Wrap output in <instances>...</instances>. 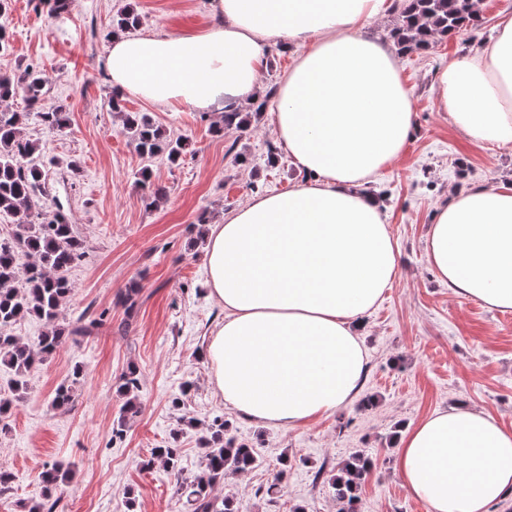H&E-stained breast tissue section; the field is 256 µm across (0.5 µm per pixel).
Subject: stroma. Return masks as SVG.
<instances>
[{
    "mask_svg": "<svg viewBox=\"0 0 512 512\" xmlns=\"http://www.w3.org/2000/svg\"><path fill=\"white\" fill-rule=\"evenodd\" d=\"M477 28L437 40L429 50L398 56L401 76L415 95L417 130L404 155L366 185L380 203L400 250V271L382 301L358 329L368 372L358 396L334 414L293 428H268L225 406L208 377L203 351L224 309L204 285L207 224L254 194L284 191L305 181L285 156L264 162L275 136L266 117L246 132L218 136L216 112L173 111L125 93L127 111L147 113L171 139L190 138L194 153L179 161L139 155L120 131L108 101L113 89L104 65L112 18L124 10L141 17V34H189L213 23L210 0H70L55 21L36 14L31 0H10L0 18L11 34L0 54V72L40 67L70 125L57 131L28 120L44 165L46 202L60 205L84 255L72 268V291L59 323L100 318V326L78 342H66L49 363L33 371L28 391L15 402L0 430V469L14 476L0 496V512H24L40 500L45 464L71 465L61 487L59 512H181L172 476L143 468L153 448H178L185 471L203 468L202 426L223 416L229 435L257 451L261 463L217 485L237 499L240 512H337L329 484L340 463L356 450L374 467L361 490V512H429L410 496L395 470L398 429L434 412L469 406L512 430V312L491 311L455 297L438 282L425 256L428 228L453 191L477 182L512 185V149L471 145L440 112L434 75L448 61L477 55L498 23L512 19V0H482ZM260 159L239 164L238 154ZM166 190L148 205L142 171ZM207 224H199V216ZM139 292L132 311L117 305L126 288ZM83 377L73 388L68 412L53 410L57 388L74 366ZM140 374L139 414L123 438L112 422L123 403L117 394L128 366ZM181 406H174V399ZM285 488L277 498L264 489L278 469ZM136 507L127 510L126 495Z\"/></svg>",
    "mask_w": 512,
    "mask_h": 512,
    "instance_id": "obj_1",
    "label": "stroma"
}]
</instances>
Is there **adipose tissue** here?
I'll use <instances>...</instances> for the list:
<instances>
[{"label":"adipose tissue","instance_id":"obj_1","mask_svg":"<svg viewBox=\"0 0 512 512\" xmlns=\"http://www.w3.org/2000/svg\"><path fill=\"white\" fill-rule=\"evenodd\" d=\"M392 2L211 0L215 25L120 36L106 50L114 87L208 112L255 95L272 46L301 48L270 123L305 182L207 227L206 286L224 308L205 352L210 381L225 405L268 427H300L351 401L367 365L358 320L398 275L389 226L364 191L414 128L394 53L362 31ZM435 83L439 111L471 144L512 147V20L478 56L438 69ZM425 252L451 294L512 311V187L455 193ZM396 466L431 512H491L512 496V431L470 407L439 411L399 438Z\"/></svg>","mask_w":512,"mask_h":512}]
</instances>
